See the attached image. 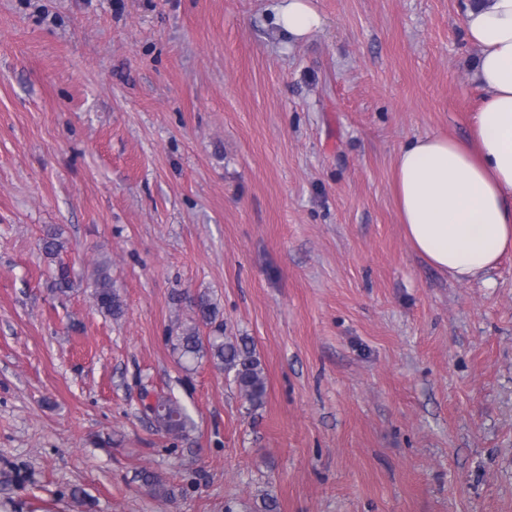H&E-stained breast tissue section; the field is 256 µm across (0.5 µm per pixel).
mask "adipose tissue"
I'll return each mask as SVG.
<instances>
[{
	"mask_svg": "<svg viewBox=\"0 0 512 512\" xmlns=\"http://www.w3.org/2000/svg\"><path fill=\"white\" fill-rule=\"evenodd\" d=\"M279 24L299 39L322 19L309 0H288ZM463 36L478 50L483 91L471 136L410 139L397 154L394 187L411 247L459 283L512 252V0H467Z\"/></svg>",
	"mask_w": 512,
	"mask_h": 512,
	"instance_id": "ef3b65f1",
	"label": "adipose tissue"
}]
</instances>
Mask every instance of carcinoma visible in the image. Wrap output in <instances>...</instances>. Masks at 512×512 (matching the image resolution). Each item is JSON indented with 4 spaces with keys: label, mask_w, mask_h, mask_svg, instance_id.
<instances>
[{
    "label": "carcinoma",
    "mask_w": 512,
    "mask_h": 512,
    "mask_svg": "<svg viewBox=\"0 0 512 512\" xmlns=\"http://www.w3.org/2000/svg\"><path fill=\"white\" fill-rule=\"evenodd\" d=\"M44 253L53 257L62 249L57 231L50 227L42 238ZM93 297L98 310L117 319L123 314V302L116 292L109 266L101 263L97 266L92 281ZM71 289L70 271L66 266H59L55 276V293L65 296ZM195 314L204 324H213L218 315L217 305L209 295L199 293L192 299ZM175 348L185 362L190 363L204 355L224 372L232 375V382L240 396L252 410H257L265 403L267 395L266 377L254 344L244 336L224 335L223 325L216 326L213 334L202 337L195 325L182 329L176 336ZM145 409L154 414L159 428L167 434L183 436L190 425V417L184 407L170 396L158 395L155 403L145 404Z\"/></svg>",
    "instance_id": "1"
}]
</instances>
